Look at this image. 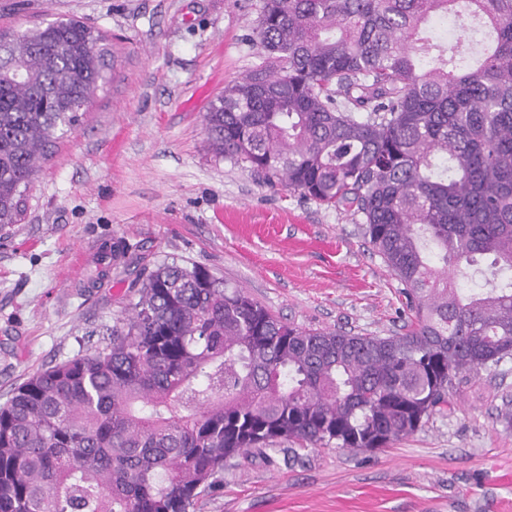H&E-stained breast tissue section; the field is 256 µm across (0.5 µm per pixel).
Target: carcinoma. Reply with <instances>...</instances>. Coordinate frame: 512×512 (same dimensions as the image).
Returning <instances> with one entry per match:
<instances>
[{
  "label": "carcinoma",
  "instance_id": "carcinoma-1",
  "mask_svg": "<svg viewBox=\"0 0 512 512\" xmlns=\"http://www.w3.org/2000/svg\"><path fill=\"white\" fill-rule=\"evenodd\" d=\"M449 17L466 40L431 26ZM251 41L207 150L361 214L410 324L303 328L205 268L145 270L102 346L0 405V512H194L252 450L382 448L512 359V0H261ZM107 56L75 19L0 33V230Z\"/></svg>",
  "mask_w": 512,
  "mask_h": 512
}]
</instances>
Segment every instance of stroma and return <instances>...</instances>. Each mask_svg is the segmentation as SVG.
Listing matches in <instances>:
<instances>
[{"instance_id": "35a3bbf8", "label": "stroma", "mask_w": 512, "mask_h": 512, "mask_svg": "<svg viewBox=\"0 0 512 512\" xmlns=\"http://www.w3.org/2000/svg\"><path fill=\"white\" fill-rule=\"evenodd\" d=\"M260 0H0V32L59 17L99 29L108 82L42 161L21 223L0 232V404L36 372L101 345L164 261L207 268L283 321L388 336L409 321L363 217L204 147L203 116L258 64ZM124 257L97 278L106 245ZM88 255L73 266L77 251ZM512 360L457 379L388 447L246 455L195 512H512Z\"/></svg>"}]
</instances>
